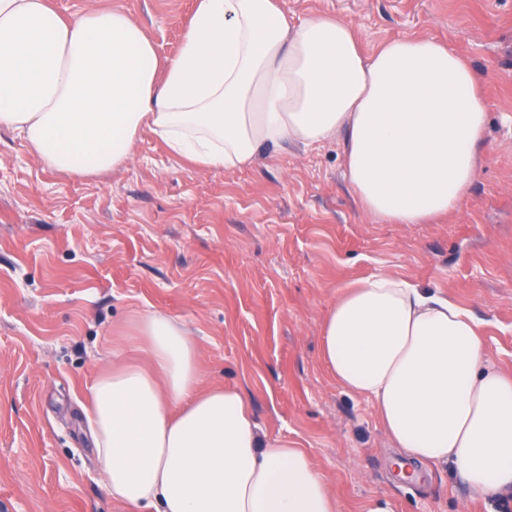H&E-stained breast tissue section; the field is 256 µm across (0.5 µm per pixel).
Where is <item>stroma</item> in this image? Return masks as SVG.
Here are the masks:
<instances>
[{
  "label": "stroma",
  "instance_id": "1",
  "mask_svg": "<svg viewBox=\"0 0 512 512\" xmlns=\"http://www.w3.org/2000/svg\"><path fill=\"white\" fill-rule=\"evenodd\" d=\"M64 15L124 10L175 57L195 0H53ZM294 22L352 23L360 47L404 36L447 44L485 81L480 164L462 208L425 224L365 213L340 142L259 149L205 170L150 131L92 178L47 168L0 130V512H124L100 482L82 411L142 315L193 331L204 382L239 389L262 433L301 442L341 512H500L444 468L399 480L371 400L343 391L320 356L342 286L388 273L481 321L487 357L512 373V0H280Z\"/></svg>",
  "mask_w": 512,
  "mask_h": 512
}]
</instances>
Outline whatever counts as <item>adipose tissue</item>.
Segmentation results:
<instances>
[{"label": "adipose tissue", "mask_w": 512, "mask_h": 512, "mask_svg": "<svg viewBox=\"0 0 512 512\" xmlns=\"http://www.w3.org/2000/svg\"><path fill=\"white\" fill-rule=\"evenodd\" d=\"M481 73L420 36L358 45L353 25L289 23L279 0H197L178 55L161 60L126 13L64 17L52 0H0V128L49 169L111 171L150 130L204 169L248 164L266 142L343 143L364 209L392 224L459 211L487 112ZM147 365L116 363L84 416L114 501L131 512H340L297 442L262 435L239 390L204 386L191 331L138 324ZM322 360L371 398L414 465H447L474 500L512 496V377L448 298L388 274L345 285Z\"/></svg>", "instance_id": "obj_1"}]
</instances>
